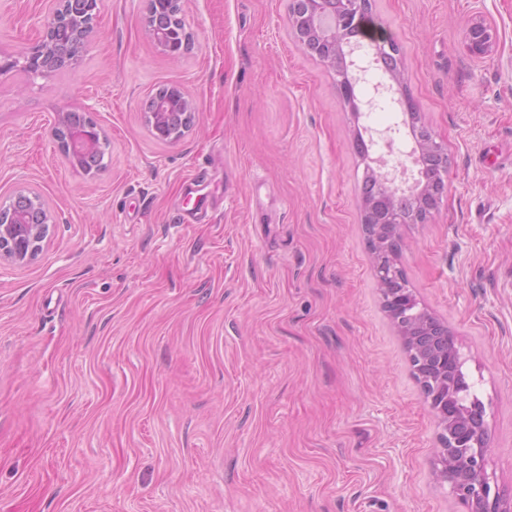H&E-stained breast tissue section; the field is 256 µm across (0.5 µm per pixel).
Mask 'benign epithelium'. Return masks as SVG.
I'll use <instances>...</instances> for the list:
<instances>
[{
    "label": "benign epithelium",
    "instance_id": "1",
    "mask_svg": "<svg viewBox=\"0 0 512 512\" xmlns=\"http://www.w3.org/2000/svg\"><path fill=\"white\" fill-rule=\"evenodd\" d=\"M369 4L371 0H289L288 24L298 46L336 73L338 93L349 104L357 99L356 86L365 80L369 68L382 59L389 63V81L372 85V95L366 104L395 95L394 86L400 83L395 42L378 40L367 49L361 42L345 36L349 30H362L369 21ZM183 12L184 0H149L144 19L157 46L173 59L184 53L190 40ZM97 17L98 0H53L39 41L21 56L0 61V75L18 66L40 76L75 69L97 26ZM495 38V27L484 19L471 23L465 31L468 50L479 58L490 55ZM69 116L68 111L59 114L53 136L68 162L77 165L82 155L102 148L105 134L91 117H86L84 126L73 128ZM144 118L157 139L176 143L193 127L196 105L182 87L170 85L150 97ZM429 151L441 158L440 173L446 174L447 146L428 129L412 142L405 157L413 162ZM395 171L396 168L387 167L379 158L366 162L365 172L375 180L376 194L361 201V224L366 237L376 247L373 271L378 288L398 335L410 351L423 400L437 420L441 445L437 449V477L467 512H512V502L505 500L485 468L488 446L485 406H462L448 399V372H456L463 366L459 349L448 348L447 329L418 307L409 289L388 287L389 281L398 277L399 266L395 261L385 262V256L400 241V225L421 223L419 219L399 217L393 206L403 200L422 206L427 216L442 201L446 183L434 187L417 179L404 188L397 183ZM29 194V190L19 189L10 202L0 204V263L15 266L29 263L42 251L48 237L51 213H46L43 224H23L13 213V203L18 200H31L36 207H45L42 199H31Z\"/></svg>",
    "mask_w": 512,
    "mask_h": 512
}]
</instances>
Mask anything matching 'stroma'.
<instances>
[{"instance_id":"35a3bbf8","label":"stroma","mask_w":512,"mask_h":512,"mask_svg":"<svg viewBox=\"0 0 512 512\" xmlns=\"http://www.w3.org/2000/svg\"><path fill=\"white\" fill-rule=\"evenodd\" d=\"M50 7L0 0V57ZM146 9L100 0L74 71L0 77V202L24 186L54 217L34 261L0 265V512H464L360 223L355 126L400 113L355 119L288 0H185L177 60ZM370 27L448 150L398 264L466 357L512 497V0H372ZM170 84L197 107L174 144L142 112ZM65 110L104 131L97 174L54 140ZM495 38V27L484 19L471 23L465 31L468 50L479 58L490 55L493 51Z\"/></svg>"}]
</instances>
